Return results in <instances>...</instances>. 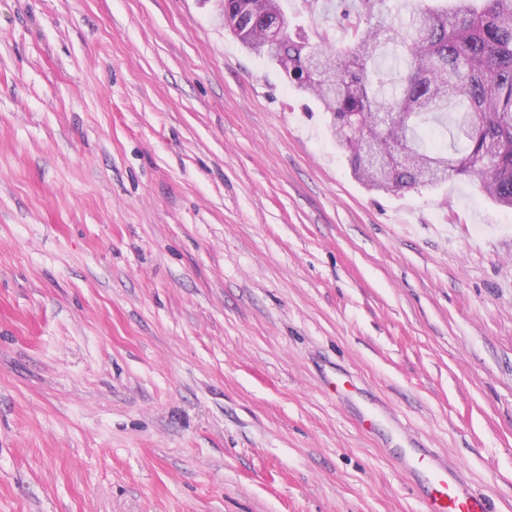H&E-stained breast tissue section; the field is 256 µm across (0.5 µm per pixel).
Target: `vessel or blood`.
<instances>
[{
    "label": "vessel or blood",
    "mask_w": 512,
    "mask_h": 512,
    "mask_svg": "<svg viewBox=\"0 0 512 512\" xmlns=\"http://www.w3.org/2000/svg\"><path fill=\"white\" fill-rule=\"evenodd\" d=\"M399 457L425 512H492L489 497L475 490L453 461L416 449L400 452Z\"/></svg>",
    "instance_id": "vessel-or-blood-1"
}]
</instances>
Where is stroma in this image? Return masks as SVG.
<instances>
[{
    "mask_svg": "<svg viewBox=\"0 0 512 512\" xmlns=\"http://www.w3.org/2000/svg\"><path fill=\"white\" fill-rule=\"evenodd\" d=\"M414 440L512 512V209L368 190L218 0H0V512H422Z\"/></svg>",
    "mask_w": 512,
    "mask_h": 512,
    "instance_id": "35a3bbf8",
    "label": "stroma"
}]
</instances>
